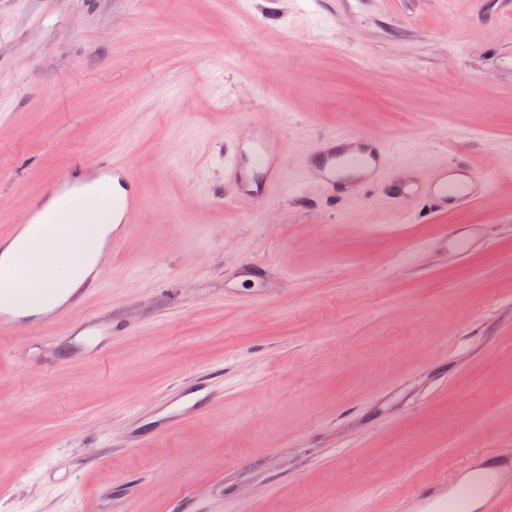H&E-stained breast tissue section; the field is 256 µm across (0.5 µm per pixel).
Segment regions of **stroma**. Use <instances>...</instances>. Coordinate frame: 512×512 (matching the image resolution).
<instances>
[{"label":"stroma","instance_id":"35a3bbf8","mask_svg":"<svg viewBox=\"0 0 512 512\" xmlns=\"http://www.w3.org/2000/svg\"><path fill=\"white\" fill-rule=\"evenodd\" d=\"M503 0H0V231L99 156L143 205L86 312L131 327L71 360L0 335V512H399L512 448V17ZM282 131L285 185L240 198L224 143ZM344 130L391 168L465 159L438 214L305 167ZM484 247L444 254L442 225ZM224 382L153 432L178 383ZM139 446L124 442L130 429Z\"/></svg>","mask_w":512,"mask_h":512}]
</instances>
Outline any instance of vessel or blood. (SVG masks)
I'll return each instance as SVG.
<instances>
[{"label": "vessel or blood", "mask_w": 512, "mask_h": 512, "mask_svg": "<svg viewBox=\"0 0 512 512\" xmlns=\"http://www.w3.org/2000/svg\"><path fill=\"white\" fill-rule=\"evenodd\" d=\"M231 151L224 156V174L238 185L240 196L255 201L280 189L284 183L280 164L283 140L268 128L258 127L248 137L232 135ZM387 153L383 145L368 138H353L344 132L328 135L322 141L321 162L312 177L331 192L353 188L376 181L386 172ZM99 177L113 179L120 187L113 194L111 207H104L101 198L80 192V179L70 172L58 179L49 189L50 195L71 194L73 214L98 219H111L112 229L106 236L101 255L118 254L130 230V218L140 204L138 190L129 167L117 161L99 157L93 163ZM399 197L427 200L437 213L468 206L478 198L486 182L469 164L461 163L449 173H439L429 181H421L399 172L389 174ZM446 253L465 255L474 250L473 239L462 235L458 225L443 227L436 239ZM101 286L98 271H91L82 288L76 289L49 311L30 314L22 310L0 309V332L24 330L34 326H65V342L69 343L72 358L104 357L112 338L118 335L117 324L105 315H88L79 322H70L71 313L82 307ZM222 392L205 381L182 386L175 397L155 406L159 431L170 430L175 424L203 415L211 401L221 398ZM481 470L492 478L498 493L487 495L480 482L457 479L449 482L447 490L426 487L412 502L414 512H512V454L482 455Z\"/></svg>", "instance_id": "1"}]
</instances>
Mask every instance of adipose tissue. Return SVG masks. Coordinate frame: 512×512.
Masks as SVG:
<instances>
[{
    "instance_id": "1",
    "label": "adipose tissue",
    "mask_w": 512,
    "mask_h": 512,
    "mask_svg": "<svg viewBox=\"0 0 512 512\" xmlns=\"http://www.w3.org/2000/svg\"><path fill=\"white\" fill-rule=\"evenodd\" d=\"M107 228L102 224L67 220L50 225L47 245H25L16 239L0 255V274L9 275L13 258L24 252L22 277L0 292V306L46 309L67 296L83 281L99 255Z\"/></svg>"
}]
</instances>
